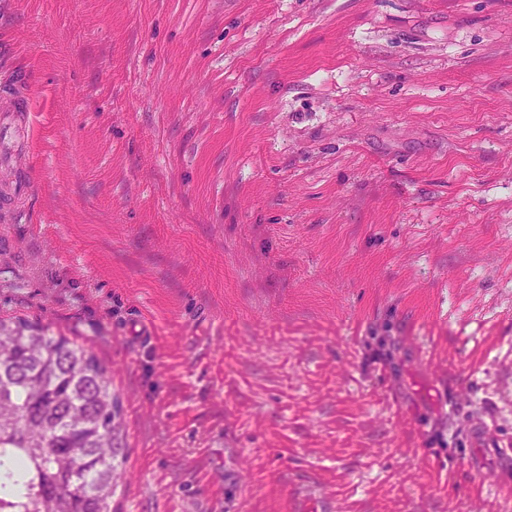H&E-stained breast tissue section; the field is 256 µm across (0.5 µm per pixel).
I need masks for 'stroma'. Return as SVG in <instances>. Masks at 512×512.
<instances>
[{
    "mask_svg": "<svg viewBox=\"0 0 512 512\" xmlns=\"http://www.w3.org/2000/svg\"><path fill=\"white\" fill-rule=\"evenodd\" d=\"M15 89L0 318L111 372L112 512H512V0H0ZM289 510L292 512H332L326 500L312 493L293 495L290 499Z\"/></svg>",
    "mask_w": 512,
    "mask_h": 512,
    "instance_id": "35a3bbf8",
    "label": "stroma"
}]
</instances>
